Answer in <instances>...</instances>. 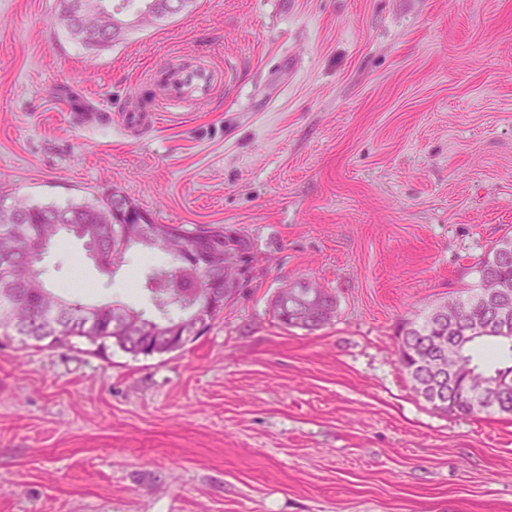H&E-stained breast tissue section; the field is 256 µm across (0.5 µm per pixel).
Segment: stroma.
Segmentation results:
<instances>
[{"label":"stroma","mask_w":512,"mask_h":512,"mask_svg":"<svg viewBox=\"0 0 512 512\" xmlns=\"http://www.w3.org/2000/svg\"><path fill=\"white\" fill-rule=\"evenodd\" d=\"M59 14L0 0V198L118 192L260 263L176 352L0 340V512H512V416L434 409L396 353L512 232V0H196L100 50ZM178 61L232 76L152 117ZM155 260L108 276L64 237L42 267L148 313L130 278ZM301 278L336 297L312 331L269 312Z\"/></svg>","instance_id":"obj_1"}]
</instances>
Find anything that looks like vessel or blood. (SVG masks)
<instances>
[{
	"label": "vessel or blood",
	"instance_id": "b4317fda",
	"mask_svg": "<svg viewBox=\"0 0 512 512\" xmlns=\"http://www.w3.org/2000/svg\"><path fill=\"white\" fill-rule=\"evenodd\" d=\"M225 76L223 68L207 62H184L154 69L151 77L161 89L167 107L184 106L210 98Z\"/></svg>",
	"mask_w": 512,
	"mask_h": 512
}]
</instances>
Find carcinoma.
I'll list each match as a JSON object with an SVG mask.
<instances>
[{
    "label": "carcinoma",
    "mask_w": 512,
    "mask_h": 512,
    "mask_svg": "<svg viewBox=\"0 0 512 512\" xmlns=\"http://www.w3.org/2000/svg\"><path fill=\"white\" fill-rule=\"evenodd\" d=\"M139 2L154 10L157 23L187 13L194 0H125ZM61 22L66 33L83 45V27L93 28L99 18L89 14L81 19L67 14ZM141 210L125 196L114 192L95 203L32 205L17 200L0 202V260H9V270L0 269V336H15L24 344L32 341L46 347L65 346L73 338L97 351L117 346L134 356L166 354L174 343L161 331L179 326L187 341L197 339L224 310L212 307L205 293L224 290V277L232 271L215 265L212 252L227 247L238 252L245 263L257 265L259 258L251 240L231 226L212 228L150 224L149 240L140 246L161 253L167 266L143 267L139 287L146 292L155 314L136 311L151 331L126 323L129 306L114 309L111 304L85 305L49 288L43 271L32 262L36 254L49 250L61 236L82 240L98 248L107 258L110 271L127 263L129 248L117 245L114 225L127 221L128 212ZM481 286L463 297L450 298L427 314L402 326L397 343L399 361L414 390L432 406L445 413L496 412L512 415V387L498 388L502 376L512 377V313L502 317L491 303L497 290L512 293V235L505 234L489 248L477 266ZM270 310L281 324L313 330L329 323L336 313V298L320 284L303 287V281L285 283L272 297ZM448 311L446 324L436 318L438 310ZM486 332L458 344L473 327ZM451 347L457 373L439 382L435 374L438 345Z\"/></svg>",
    "instance_id": "carcinoma-1"
}]
</instances>
